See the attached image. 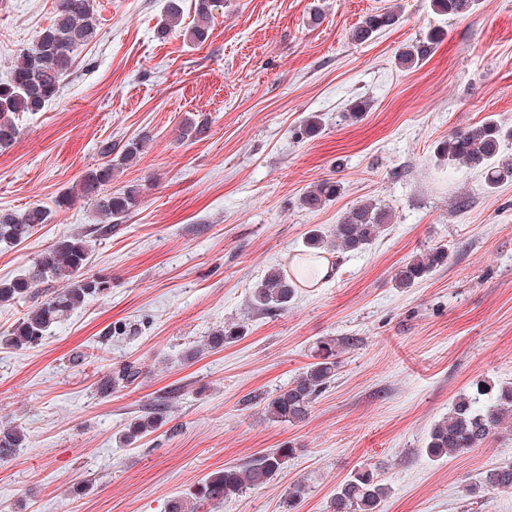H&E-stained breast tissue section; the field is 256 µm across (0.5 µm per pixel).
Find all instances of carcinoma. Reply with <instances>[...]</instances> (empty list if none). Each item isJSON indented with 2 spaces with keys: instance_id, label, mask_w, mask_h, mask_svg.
<instances>
[{
  "instance_id": "cac0c4a2",
  "label": "carcinoma",
  "mask_w": 512,
  "mask_h": 512,
  "mask_svg": "<svg viewBox=\"0 0 512 512\" xmlns=\"http://www.w3.org/2000/svg\"><path fill=\"white\" fill-rule=\"evenodd\" d=\"M478 0H430L438 15L467 17L476 9ZM220 0H194L195 18L184 36L194 45L204 44L210 36L212 13ZM399 20L394 10L384 9L366 16L352 31L351 40L362 44L380 30L394 26ZM183 0H167L158 33L166 36L180 29ZM96 35L94 0H56L55 15L42 29L34 44L21 53L11 69L10 78L0 82V149L10 147L19 129L16 116L22 112H39L56 99L62 83L75 65L74 51L93 41ZM440 42L436 31L405 46L396 63L407 70L420 66ZM149 137L134 138L118 147L104 141L99 147L104 162L87 170L75 188L57 201L59 208H69L81 200L89 201L97 213L108 220L88 229L73 230L39 251L21 274L0 279V304H15L27 298L38 285L49 281L62 283L39 304L30 307L18 319L4 342L16 351L39 345L53 330L78 309L95 299L112 293V276L87 273L93 239L112 234V228L123 223L141 205L138 185L111 189L116 170L133 163L146 148ZM512 140V125L487 118L466 129L455 130L436 147L440 159L448 166L464 165L479 170L489 190L512 182V158L500 155L501 145ZM341 184L333 178L315 182L298 199L299 207L318 212L336 201ZM52 221V211L33 204L18 213L0 209V246H17L28 240L39 226ZM392 222V211L372 200L359 201L350 207L338 224L327 231L313 229L305 242L307 259L324 253H357L365 251ZM448 264V249L436 246L413 258L393 276L395 286L410 288L438 267ZM298 281L278 265L270 266L254 286L252 305L261 311H279L295 298ZM138 328L127 323L105 329L101 344L114 336H131ZM245 326L226 323L210 330L204 343L188 351L196 357L204 350H220L242 338ZM335 338H325L316 345V361L297 378L276 390L272 396H256L268 418L274 422L295 423L305 420L316 399L336 375L339 348ZM140 376L139 368L124 364L97 381V392L107 395L112 389L127 386ZM163 422V413L155 409L144 412L126 425L124 438L132 443L154 431ZM512 426V385L494 386L486 380L474 384L473 391L459 395L448 408V414L431 427L425 452L435 459L459 455L480 447ZM29 445V437L19 427L0 426V461L16 455ZM298 448L288 443L262 456L247 466H228L208 474L188 496L171 503L169 512H201L204 508L241 496L250 488L270 481L292 458ZM495 491H512V461L485 470L469 485L471 496L480 498ZM390 488L371 469H360L336 487L330 501V512H382Z\"/></svg>"
}]
</instances>
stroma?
Here are the masks:
<instances>
[{
  "instance_id": "stroma-1",
  "label": "stroma",
  "mask_w": 512,
  "mask_h": 512,
  "mask_svg": "<svg viewBox=\"0 0 512 512\" xmlns=\"http://www.w3.org/2000/svg\"><path fill=\"white\" fill-rule=\"evenodd\" d=\"M164 5L95 0L97 34L59 97L20 114L18 139L0 150V209L54 211L26 242L0 247L3 278L99 223L92 204L55 202L100 163L101 141L150 138L112 182L141 185L142 203L88 266L111 274V296L37 348L0 345V425L30 438L0 462V512H168L207 474L287 442L298 453L270 482L211 512H282L297 484L307 493L295 512H327L337 485L365 467L391 489L383 512H512V492L466 491L512 460V437L438 461L424 451L475 380L512 383V183L488 190L481 172L435 156L454 129L490 115L512 125V0H480L465 18L433 13L430 0H223L200 47L178 31L157 38ZM386 7L399 24L353 43V26ZM53 8L0 0V80ZM433 28L444 36L430 58L398 68L397 50ZM357 100L367 111L342 120ZM314 114L322 125L310 134ZM188 118L207 122L204 138H180ZM325 177L341 195L301 210L299 196ZM365 199L394 215L369 248L338 255L336 275L286 309L250 307L268 267L288 266L309 229H330ZM437 245L447 266L395 287L398 268ZM116 322L137 334L101 346ZM228 322L245 323L246 336L188 358ZM326 337L346 341L331 385L306 420H269L250 396L296 378ZM129 363L136 382L97 393L100 377ZM155 407L163 425L123 444L129 420Z\"/></svg>"
}]
</instances>
